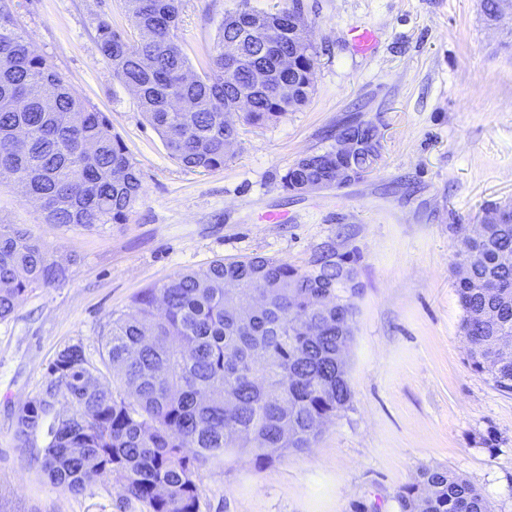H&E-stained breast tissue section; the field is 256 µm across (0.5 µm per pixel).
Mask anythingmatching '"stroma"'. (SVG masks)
<instances>
[{
  "label": "stroma",
  "instance_id": "35a3bbf8",
  "mask_svg": "<svg viewBox=\"0 0 512 512\" xmlns=\"http://www.w3.org/2000/svg\"><path fill=\"white\" fill-rule=\"evenodd\" d=\"M9 3L35 52L109 119L143 192L127 223L87 231L48 223L17 184L0 183V219L69 266L64 284L28 289L0 321V512H146L113 479L77 496L51 483L43 437L19 446L13 412L68 345L98 360L109 316L141 290L216 259L305 267L336 243L361 254L348 409L302 452L202 470L200 512H398L397 490L424 467L454 471L493 512H512V392L467 363L454 268L457 230L512 206V17L488 25L484 0H301L317 51L307 104L241 126L233 158L202 172L169 156L97 49L102 20L138 39L125 0ZM235 4L183 0L178 36L194 72ZM360 26L378 34L366 55L350 41ZM354 120L377 129L373 171L322 191L281 188L289 166ZM269 212L282 221L266 223Z\"/></svg>",
  "mask_w": 512,
  "mask_h": 512
}]
</instances>
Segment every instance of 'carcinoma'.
Listing matches in <instances>:
<instances>
[{
  "mask_svg": "<svg viewBox=\"0 0 512 512\" xmlns=\"http://www.w3.org/2000/svg\"><path fill=\"white\" fill-rule=\"evenodd\" d=\"M140 38L107 22L96 43L112 77L136 98L169 156L191 170L224 165L239 130L232 116L263 127L305 106L316 52L301 54L304 13L288 24V4L272 12L239 0L224 18L207 67L189 74L177 40L182 0H125ZM238 50L227 70L225 51ZM290 57L288 67L281 56ZM294 98H288V91ZM330 148L300 158L281 177L297 193L305 180L332 179ZM21 183L47 220L98 230L127 222L142 193L139 172L107 117L90 108L19 31L0 3V180ZM475 237L460 233L456 282L471 369L512 391V209ZM356 251L325 246L309 267L254 256L179 273L143 290L133 311L111 316L97 367L80 343L65 347L41 391L14 416L21 444L41 433V467L73 495L95 479L121 482L148 512H200L199 472L228 456L259 464L301 452L324 420L351 401L344 352L362 292ZM67 268L20 224L0 223V320L34 286L61 285ZM236 282L232 290L225 284ZM66 399L70 414L52 407ZM399 512H491L469 481L427 467L395 496Z\"/></svg>",
  "mask_w": 512,
  "mask_h": 512,
  "instance_id": "obj_1",
  "label": "carcinoma"
}]
</instances>
